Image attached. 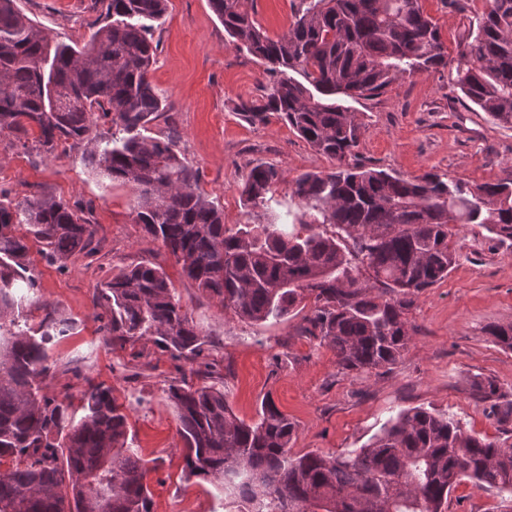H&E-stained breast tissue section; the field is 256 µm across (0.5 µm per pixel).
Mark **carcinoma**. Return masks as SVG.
I'll list each match as a JSON object with an SVG mask.
<instances>
[{"label": "carcinoma", "mask_w": 512, "mask_h": 512, "mask_svg": "<svg viewBox=\"0 0 512 512\" xmlns=\"http://www.w3.org/2000/svg\"><path fill=\"white\" fill-rule=\"evenodd\" d=\"M104 3V25L80 47L51 42L15 0H0V133L32 134L47 154L85 143L87 165L133 191L135 222L239 319L277 322L307 308L302 335L328 345L341 369L387 371L411 340L414 297L456 262L448 225L479 224L512 241V183L349 164L362 124L331 97L370 99L405 76L448 66L422 0H299L277 38L245 0H209L229 44L270 76L261 99L236 111L253 124L275 113L338 162L295 179L299 214L273 195L277 168L254 166L244 201L273 220L233 228L175 142L147 135L151 116L172 110L149 76L158 51L151 31L168 0ZM448 78L495 123L512 126V0H490L458 43ZM100 119L115 127L108 138L93 134ZM30 238L60 267L96 252L83 206L0 192V512H151L149 470L128 443V415L112 389L87 377L77 404L67 392H46L47 344L74 324L32 297ZM96 302L114 341L150 340L177 358L204 352L207 333L152 261L102 282ZM36 304L45 317L35 329L25 309ZM489 335L512 350V325ZM167 400L189 473L210 477L236 512H447L465 478L512 495V446L467 433L448 413L403 410L363 448L297 455V424L269 398L250 423L215 383L172 385Z\"/></svg>", "instance_id": "cac0c4a2"}]
</instances>
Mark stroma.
Masks as SVG:
<instances>
[{"instance_id":"1","label":"stroma","mask_w":512,"mask_h":512,"mask_svg":"<svg viewBox=\"0 0 512 512\" xmlns=\"http://www.w3.org/2000/svg\"><path fill=\"white\" fill-rule=\"evenodd\" d=\"M422 4L451 50L488 8V0ZM16 5L51 40L80 45L104 12L101 0ZM153 38L158 52L151 80L174 108L154 116L149 133L177 136L182 156L200 172L201 189L223 207L227 226L271 220L243 200L252 167L279 169L274 195L286 202L298 175L336 168V160L317 153L278 116L253 125L235 112L239 100L263 95L268 78L256 59L229 45L209 0H169ZM349 107L365 124L355 150L362 164L405 177L436 172L471 184L512 182V126L492 123L449 82L447 70L398 80ZM82 153L62 145L48 155L33 141L0 134V191L14 200L53 195L91 212L96 254L61 269L37 250L29 252L40 300L75 323L49 350L47 387L77 397L88 376L111 387L128 409L129 437L149 469L152 512H225L223 492L188 473L167 400L170 385H199L202 369L225 385L245 421L255 419L263 398H272L299 426L296 454L362 447L389 417L419 406L452 414L469 433L512 446V350L497 346L488 333L491 326L512 324V241H499L478 224L450 225L457 261L410 309L415 332L401 360L380 374H349L330 347L299 335L301 312L261 324L226 313L135 224L129 188L95 177ZM143 260L162 266L184 308L209 333L211 344L199 358L173 357L146 340L117 342L106 331L109 317L94 303L97 285ZM484 379L497 383L499 399L482 398L476 384ZM448 512H512V498L465 481L449 495Z\"/></svg>"}]
</instances>
